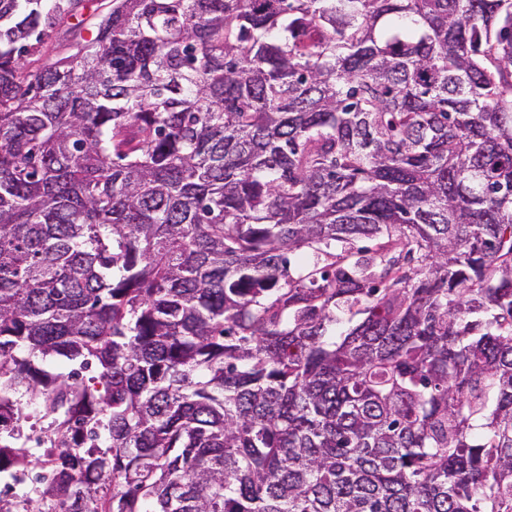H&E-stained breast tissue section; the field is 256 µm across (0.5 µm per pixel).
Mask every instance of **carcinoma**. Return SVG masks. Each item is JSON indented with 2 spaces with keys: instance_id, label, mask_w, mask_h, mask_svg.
Masks as SVG:
<instances>
[{
  "instance_id": "carcinoma-1",
  "label": "carcinoma",
  "mask_w": 512,
  "mask_h": 512,
  "mask_svg": "<svg viewBox=\"0 0 512 512\" xmlns=\"http://www.w3.org/2000/svg\"><path fill=\"white\" fill-rule=\"evenodd\" d=\"M83 2L0 0V468L512 512V0H112L29 69Z\"/></svg>"
}]
</instances>
